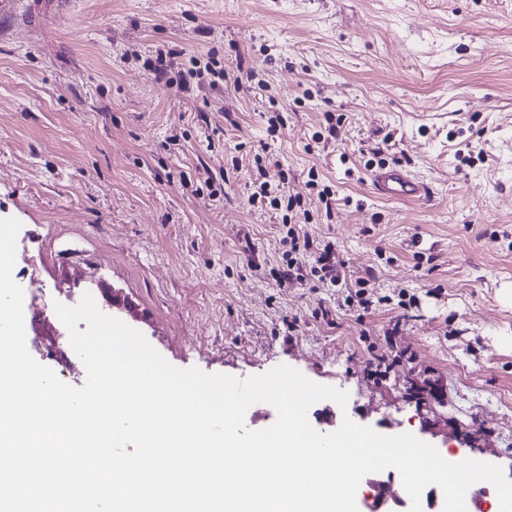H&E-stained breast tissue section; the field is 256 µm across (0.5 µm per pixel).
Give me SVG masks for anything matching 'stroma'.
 Segmentation results:
<instances>
[{"instance_id": "1", "label": "stroma", "mask_w": 512, "mask_h": 512, "mask_svg": "<svg viewBox=\"0 0 512 512\" xmlns=\"http://www.w3.org/2000/svg\"><path fill=\"white\" fill-rule=\"evenodd\" d=\"M160 49L217 59L224 79L155 80ZM249 70L263 89L236 90ZM328 112L341 137L313 144ZM387 132L427 200L374 194L365 149ZM312 170L336 192L333 219ZM262 173L301 213L250 207ZM9 217L39 265L28 299L120 289L129 326L175 367L289 365L349 394L310 407L318 432L348 418L409 433L512 480V0H0ZM292 223L333 242L349 280L375 269L383 304L278 287Z\"/></svg>"}]
</instances>
